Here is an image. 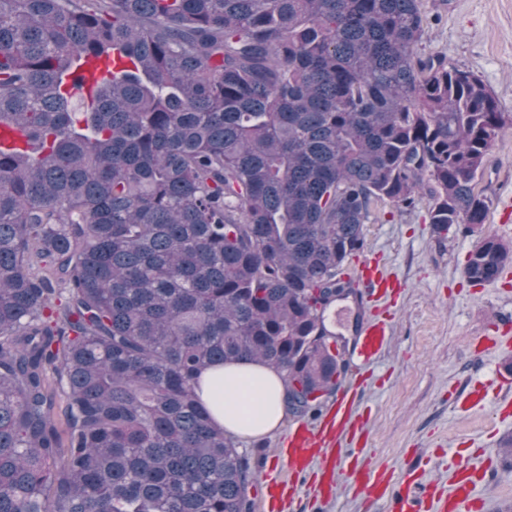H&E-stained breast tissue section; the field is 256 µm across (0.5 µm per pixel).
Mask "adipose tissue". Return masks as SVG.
Masks as SVG:
<instances>
[{"label": "adipose tissue", "instance_id": "1", "mask_svg": "<svg viewBox=\"0 0 512 512\" xmlns=\"http://www.w3.org/2000/svg\"><path fill=\"white\" fill-rule=\"evenodd\" d=\"M201 398L224 430L238 437H259L276 429L285 415V387L265 365L235 362L206 371Z\"/></svg>", "mask_w": 512, "mask_h": 512}]
</instances>
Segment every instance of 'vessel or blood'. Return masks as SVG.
<instances>
[{"label": "vessel or blood", "instance_id": "1", "mask_svg": "<svg viewBox=\"0 0 512 512\" xmlns=\"http://www.w3.org/2000/svg\"><path fill=\"white\" fill-rule=\"evenodd\" d=\"M120 68L116 61L101 59L87 62L79 71L82 83L67 86L66 91L87 97ZM360 280L363 295L370 299L396 288L395 282L374 260L364 262ZM390 327L386 319L360 325L357 355L364 366L372 365ZM355 395V387H342L336 408L326 420L314 426L298 427L289 434L284 459L288 476L271 480L272 499L285 497L293 503L305 495L313 502L328 503L335 491L334 477L342 474L368 487L370 493L387 498L390 512H474L476 503L472 497L466 460L458 461L456 478L447 490L434 483H416L408 478L396 480L380 471L372 474L360 467L357 456L341 444L343 437L363 438L367 435L362 418L355 414Z\"/></svg>", "mask_w": 512, "mask_h": 512}]
</instances>
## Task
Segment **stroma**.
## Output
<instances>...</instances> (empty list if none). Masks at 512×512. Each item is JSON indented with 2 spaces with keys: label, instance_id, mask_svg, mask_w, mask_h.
I'll list each match as a JSON object with an SVG mask.
<instances>
[{
  "label": "stroma",
  "instance_id": "obj_1",
  "mask_svg": "<svg viewBox=\"0 0 512 512\" xmlns=\"http://www.w3.org/2000/svg\"><path fill=\"white\" fill-rule=\"evenodd\" d=\"M438 21L420 50L441 52L449 65L473 72L496 98L504 128L477 187L489 199L485 223L473 234L457 227L434 231L428 195L414 210L377 203L363 231L365 249L347 266L357 277L364 260L376 258L400 288L378 307L342 301L345 322L336 338L342 380L354 378L360 323L391 316L389 343L362 391L365 446L371 466L404 477L449 486L459 459L484 474L475 495L482 512H512V456L501 443L512 437V263L499 279L471 285L464 274L478 237L512 243V0H426ZM301 418L259 438L240 440L255 471L252 512H271L265 478L286 434ZM323 512H389L385 500L366 501L364 491L340 479Z\"/></svg>",
  "mask_w": 512,
  "mask_h": 512
}]
</instances>
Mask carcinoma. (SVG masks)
<instances>
[{
    "instance_id": "1",
    "label": "carcinoma",
    "mask_w": 512,
    "mask_h": 512,
    "mask_svg": "<svg viewBox=\"0 0 512 512\" xmlns=\"http://www.w3.org/2000/svg\"><path fill=\"white\" fill-rule=\"evenodd\" d=\"M424 0H0V512H252L202 370L260 361L286 411L339 384L324 312L375 202L485 223L502 114L419 52ZM123 71L81 112L76 61ZM512 245L477 240L481 285ZM57 375L64 407L49 374Z\"/></svg>"
}]
</instances>
